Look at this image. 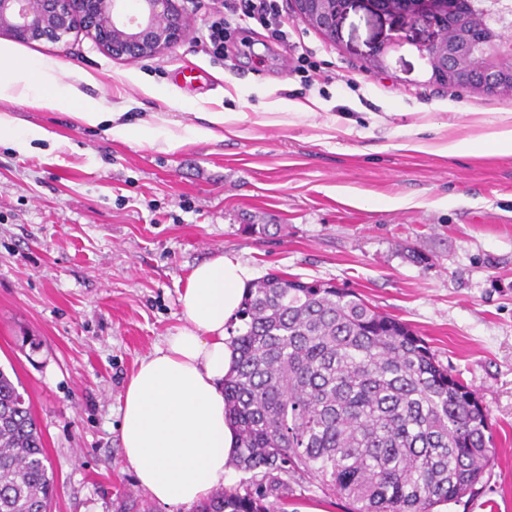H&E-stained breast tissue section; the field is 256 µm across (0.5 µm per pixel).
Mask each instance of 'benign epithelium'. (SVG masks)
I'll return each instance as SVG.
<instances>
[{
    "label": "benign epithelium",
    "mask_w": 512,
    "mask_h": 512,
    "mask_svg": "<svg viewBox=\"0 0 512 512\" xmlns=\"http://www.w3.org/2000/svg\"><path fill=\"white\" fill-rule=\"evenodd\" d=\"M351 0H294L297 14L330 40ZM372 10L408 24L423 22L432 38L420 46L430 79L455 82L469 73L476 92H512V6H496L497 35L484 26L471 0H367ZM106 53L129 61L155 56L183 42L188 22L176 0H0V33L17 41L58 43L76 26Z\"/></svg>",
    "instance_id": "benign-epithelium-1"
}]
</instances>
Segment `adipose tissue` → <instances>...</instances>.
Instances as JSON below:
<instances>
[{
  "instance_id": "adipose-tissue-1",
  "label": "adipose tissue",
  "mask_w": 512,
  "mask_h": 512,
  "mask_svg": "<svg viewBox=\"0 0 512 512\" xmlns=\"http://www.w3.org/2000/svg\"><path fill=\"white\" fill-rule=\"evenodd\" d=\"M0 99L60 110L78 122L107 125L109 134L169 152L215 138L227 114L201 125H129L74 89L62 90L51 66L0 56ZM252 270L219 255L196 265L180 296L184 323L142 358L124 392L121 441L139 484L159 503L194 505L223 486L238 436L224 408V379L237 353L226 326L235 320Z\"/></svg>"
}]
</instances>
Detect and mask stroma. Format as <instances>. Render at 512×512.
Segmentation results:
<instances>
[{"label":"stroma","instance_id":"35a3bbf8","mask_svg":"<svg viewBox=\"0 0 512 512\" xmlns=\"http://www.w3.org/2000/svg\"><path fill=\"white\" fill-rule=\"evenodd\" d=\"M186 40L135 62L82 30L62 42L0 35V54L55 66L122 122L193 123L243 112L224 139L174 153L106 134L65 113L0 100L19 127L55 133L19 153L0 141V368L14 371L56 480L51 512H147L120 440L122 394L141 359L183 322L179 298L197 264L231 255L255 278L278 271L359 293L408 323L478 393L494 460L447 512H512V97L431 81L425 25L352 0L329 41L280 0L288 42L243 22L223 61L200 41L222 0H178ZM400 38L386 69L365 61ZM312 52L329 83L304 87L286 58ZM311 104L273 114L272 102ZM472 142L452 155L450 142ZM269 225L252 233L251 225ZM287 512H347L318 481Z\"/></svg>","mask_w":512,"mask_h":512}]
</instances>
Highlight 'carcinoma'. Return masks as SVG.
Segmentation results:
<instances>
[{"label": "carcinoma", "instance_id": "cac0c4a2", "mask_svg": "<svg viewBox=\"0 0 512 512\" xmlns=\"http://www.w3.org/2000/svg\"><path fill=\"white\" fill-rule=\"evenodd\" d=\"M237 321L224 404L243 477L194 512H272L305 475L348 512H432L481 481L489 414L406 323L331 282L278 273L248 288ZM20 387L0 369V512H50L55 478Z\"/></svg>", "mask_w": 512, "mask_h": 512}]
</instances>
